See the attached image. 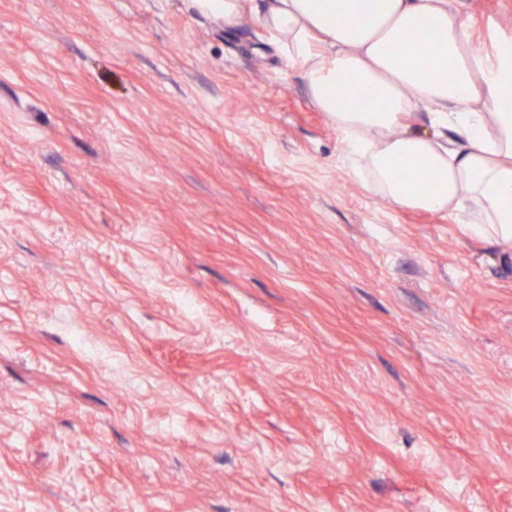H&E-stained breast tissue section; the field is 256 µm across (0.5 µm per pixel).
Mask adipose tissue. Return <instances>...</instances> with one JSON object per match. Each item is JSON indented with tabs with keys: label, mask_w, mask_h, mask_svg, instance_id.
I'll return each mask as SVG.
<instances>
[{
	"label": "adipose tissue",
	"mask_w": 512,
	"mask_h": 512,
	"mask_svg": "<svg viewBox=\"0 0 512 512\" xmlns=\"http://www.w3.org/2000/svg\"><path fill=\"white\" fill-rule=\"evenodd\" d=\"M225 29L255 17L302 70L363 187L399 208L444 212L512 246V33L477 49L462 0H192ZM419 30L421 52L408 44ZM447 69L435 80L431 69ZM419 158L414 184L398 177ZM434 185L420 190L419 181Z\"/></svg>",
	"instance_id": "1"
}]
</instances>
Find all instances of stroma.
I'll return each mask as SVG.
<instances>
[{
	"instance_id": "obj_1",
	"label": "stroma",
	"mask_w": 512,
	"mask_h": 512,
	"mask_svg": "<svg viewBox=\"0 0 512 512\" xmlns=\"http://www.w3.org/2000/svg\"><path fill=\"white\" fill-rule=\"evenodd\" d=\"M345 154L254 19L0 0V512H512V249Z\"/></svg>"
}]
</instances>
